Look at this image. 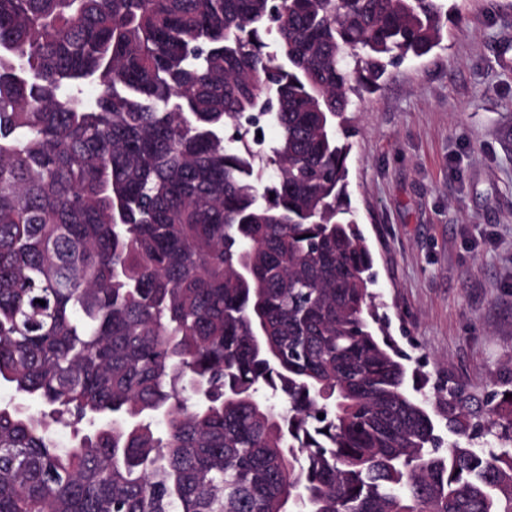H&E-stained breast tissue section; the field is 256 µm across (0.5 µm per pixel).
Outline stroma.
<instances>
[{
	"mask_svg": "<svg viewBox=\"0 0 512 512\" xmlns=\"http://www.w3.org/2000/svg\"><path fill=\"white\" fill-rule=\"evenodd\" d=\"M439 48L348 115L352 208L390 335L430 381L512 388V0H447Z\"/></svg>",
	"mask_w": 512,
	"mask_h": 512,
	"instance_id": "35a3bbf8",
	"label": "stroma"
}]
</instances>
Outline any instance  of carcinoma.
Masks as SVG:
<instances>
[{"instance_id": "1", "label": "carcinoma", "mask_w": 512, "mask_h": 512, "mask_svg": "<svg viewBox=\"0 0 512 512\" xmlns=\"http://www.w3.org/2000/svg\"><path fill=\"white\" fill-rule=\"evenodd\" d=\"M447 20L0 0V383L50 407L0 406V512H512V397L437 387L436 433L348 191L345 114Z\"/></svg>"}]
</instances>
